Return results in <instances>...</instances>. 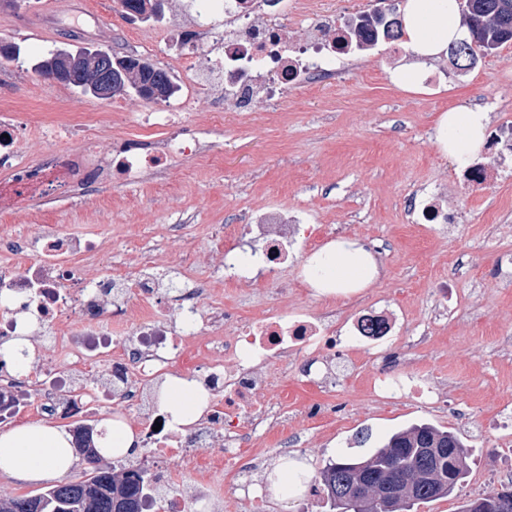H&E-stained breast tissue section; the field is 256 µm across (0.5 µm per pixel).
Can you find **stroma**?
<instances>
[{"label": "stroma", "mask_w": 512, "mask_h": 512, "mask_svg": "<svg viewBox=\"0 0 512 512\" xmlns=\"http://www.w3.org/2000/svg\"><path fill=\"white\" fill-rule=\"evenodd\" d=\"M374 6L375 0H302L301 11L288 13V35L304 39L305 13L332 14L342 23ZM191 9V0H166L160 18L136 24L118 0L0 4V41L20 49L18 60L0 62V107L27 127L21 162L30 160L50 121H81L105 144L112 130L135 131L136 113L150 106L132 93L84 95L35 71L37 61L70 47L67 22L74 16L88 23L86 43L111 44L114 30L127 29L140 57L164 60L179 96L198 105L190 133L206 138L216 155L178 161L162 177L98 186L85 204L63 199L0 211V234L16 224H54L110 243L116 266L129 250L151 247L169 256L165 276L176 285L190 265L178 252L174 226L185 225L203 252L216 225L229 232L266 211H304L310 223L376 248L377 280L328 301L309 295L295 265L284 293L261 273L241 293L210 282L214 304L256 318L273 294L280 305L313 315L332 303L347 308L357 297L376 311H403L405 321L397 337L354 354L349 322L337 318L327 364L355 359L350 378L325 376L319 363L308 378L294 362L273 368L264 394L277 404L280 427L252 436L236 468L225 470L223 494L206 493L189 476L168 483L165 465L141 451L115 460L116 469L141 467L156 477L160 505L177 496L183 512H250L247 492L233 488L237 470L249 471L257 487L290 455L308 464L311 477L283 499L263 495L264 512H328L318 474L341 453H362L359 432L377 440L426 421L456 432L472 461L455 495L418 512H459L477 494L512 488V447L483 431L498 411L512 408V277L501 268L502 257L512 255V157L485 148L477 163L491 180L474 187L434 143L438 116L452 109L483 108L494 128L512 119V44L464 73L446 58L429 62L422 90L410 92L392 81L408 47L382 41L333 59L335 82L289 87L281 108L259 101L249 114L227 109L214 121L207 92L182 75L187 45L157 38L180 32ZM428 201L454 217L452 228L423 219L419 207ZM382 375L425 376L430 392L375 397L368 384Z\"/></svg>", "instance_id": "obj_1"}]
</instances>
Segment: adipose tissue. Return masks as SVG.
<instances>
[{
	"label": "adipose tissue",
	"mask_w": 512,
	"mask_h": 512,
	"mask_svg": "<svg viewBox=\"0 0 512 512\" xmlns=\"http://www.w3.org/2000/svg\"><path fill=\"white\" fill-rule=\"evenodd\" d=\"M465 35L458 0H404L403 36L416 61L394 73V82L409 89L420 86V60L439 58ZM488 125V112L478 107L445 113L438 121L436 143L456 167H468L484 147ZM304 275L318 295L344 294L370 285L378 265L364 243L341 238L311 254ZM159 407L173 425L184 427L199 419L205 397L196 381L170 374L161 387ZM73 465L71 436L63 428L37 422L0 432L1 475L25 482L62 480Z\"/></svg>",
	"instance_id": "adipose-tissue-1"
}]
</instances>
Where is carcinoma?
<instances>
[{
  "mask_svg": "<svg viewBox=\"0 0 512 512\" xmlns=\"http://www.w3.org/2000/svg\"><path fill=\"white\" fill-rule=\"evenodd\" d=\"M161 0H119L122 12L130 17L156 15ZM471 10L462 11L468 37L451 43L456 49L472 46L480 50L491 40L512 39V12L501 7L503 0H473ZM100 47L77 50L58 49L38 64L44 76L66 66L67 58L81 53L91 55ZM139 69L125 72L112 69V95L136 90L139 83H151L169 98L174 84L169 73L141 59ZM98 71L89 68L67 79L65 85L83 94L96 95ZM105 435L93 426H73L74 448L92 464L80 478L44 488L36 494L16 496L0 502V512H148L146 501L153 499L149 484L138 469L115 472L112 466L99 465L96 437ZM468 452L458 435L448 429L422 423L396 431L365 455H341L321 471L320 485L331 512H363L364 500L382 492L387 484L399 483L407 493L394 503V512H418L420 506L451 496L469 471ZM498 492L479 494L464 502L460 512H471L478 500L491 505L488 512H512L496 506Z\"/></svg>",
  "mask_w": 512,
  "mask_h": 512,
  "instance_id": "obj_1",
  "label": "carcinoma"
}]
</instances>
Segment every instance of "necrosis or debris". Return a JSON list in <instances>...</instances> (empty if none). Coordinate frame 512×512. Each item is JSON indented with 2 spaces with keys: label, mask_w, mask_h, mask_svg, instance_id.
Instances as JSON below:
<instances>
[{
  "label": "necrosis or debris",
  "mask_w": 512,
  "mask_h": 512,
  "mask_svg": "<svg viewBox=\"0 0 512 512\" xmlns=\"http://www.w3.org/2000/svg\"><path fill=\"white\" fill-rule=\"evenodd\" d=\"M193 2L199 13L224 18L219 55H194L185 69L193 83L219 71L210 88L217 105L244 111L258 100L279 101L289 83L332 78V71L314 61L315 53L335 54L338 35L348 31L332 16L312 15L302 46L289 43L275 0ZM194 106L186 99L139 114L141 136L113 135L105 151L80 129L67 150L45 137L31 166L17 162L22 128L2 119L0 169L9 177L0 181V201L84 199L96 182L114 177L138 182L166 173L178 160L209 157V142L184 131ZM301 223V218L277 212L260 214L255 223L237 228L238 234L262 241L253 259L243 257L218 232L214 250L199 253L195 267L223 277L232 288L251 282L255 261L282 279L293 260ZM0 251L11 257L0 268V302L7 306L0 316V337L30 335L35 324L53 330L33 342L44 356L40 366L24 373L0 370V386L14 396L11 405L0 406V422L31 412L49 417L90 414L94 405L85 401L83 392L58 382L56 363L65 358L74 376L96 363L109 379L121 381L125 410L142 412L143 442L153 458L176 459L180 472L201 486L223 473L225 463L236 458L238 447L258 426L275 427L274 405L260 395L268 368L303 355H322L336 344L335 311L312 318L274 305L261 318L245 321L236 310L212 306L210 289L200 283L172 290L159 275L166 259L157 253H140L131 273H121L112 267L111 247L45 224L19 225L10 236L0 237ZM88 256L102 261L101 270L90 278L80 276L74 264ZM397 324L394 313L363 309L352 320L350 340L359 346L372 336L385 338ZM174 361L198 372L208 395L201 419L186 437L159 425L158 414L142 411L146 390ZM34 384L39 395L31 401L27 394Z\"/></svg>",
  "instance_id": "1"
}]
</instances>
